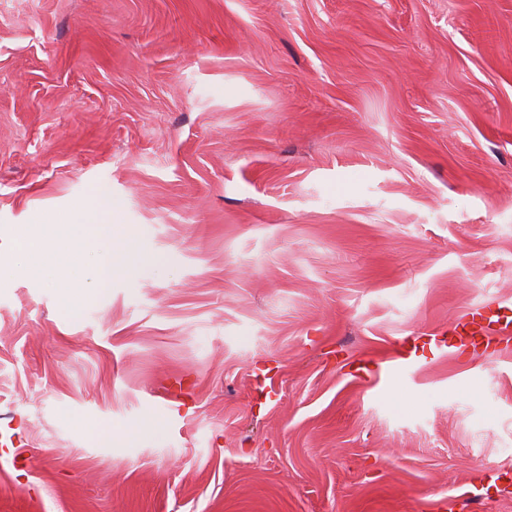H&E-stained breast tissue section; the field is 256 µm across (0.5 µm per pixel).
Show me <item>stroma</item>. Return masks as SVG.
I'll return each instance as SVG.
<instances>
[{"mask_svg": "<svg viewBox=\"0 0 512 512\" xmlns=\"http://www.w3.org/2000/svg\"><path fill=\"white\" fill-rule=\"evenodd\" d=\"M0 265V512H512V0H0ZM76 211V219L72 223H64L72 224L75 229L69 233L61 248H57L53 241L55 238L52 235L53 225L56 223H49L43 227L39 239L31 244L28 256L30 263L40 264L47 258L48 253L58 250L62 251L65 256V263L61 267L60 272L63 273L66 280L69 279L72 272L79 270L81 267L82 257L89 240L86 225L91 223L87 222L86 208L83 205H79ZM140 259V254L129 239L115 245L111 243L101 259L99 269L101 280L112 278V276L124 272L132 263ZM492 325H497L500 331L510 332L512 330V318L508 315H499L496 320H489L487 324H483L481 320L458 324L456 329L460 327V330L457 332V335L461 336L462 339L470 338L472 342L477 336H484Z\"/></svg>", "mask_w": 512, "mask_h": 512, "instance_id": "35a3bbf8", "label": "stroma"}]
</instances>
